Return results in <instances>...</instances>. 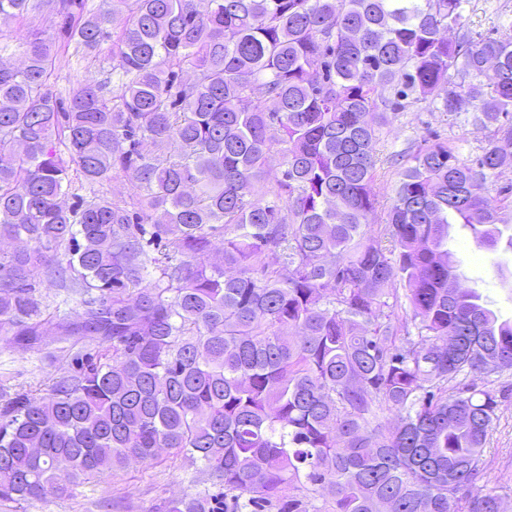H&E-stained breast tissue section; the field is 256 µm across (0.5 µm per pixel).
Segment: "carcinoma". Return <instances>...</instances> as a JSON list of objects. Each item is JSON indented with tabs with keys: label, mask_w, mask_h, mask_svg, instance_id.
<instances>
[{
	"label": "carcinoma",
	"mask_w": 512,
	"mask_h": 512,
	"mask_svg": "<svg viewBox=\"0 0 512 512\" xmlns=\"http://www.w3.org/2000/svg\"><path fill=\"white\" fill-rule=\"evenodd\" d=\"M463 2L51 0L118 64L65 103L51 32L0 60V338L96 352L44 394L0 392V503L172 455L205 488L161 512H503L477 381L512 371V319L460 285L448 227L512 249V190L491 196L512 37L473 35ZM40 7L0 0V20ZM427 100L474 103L494 138L475 160L403 152L376 225L379 128ZM127 176L128 199L95 190ZM42 276L82 312L45 313Z\"/></svg>",
	"instance_id": "carcinoma-1"
}]
</instances>
